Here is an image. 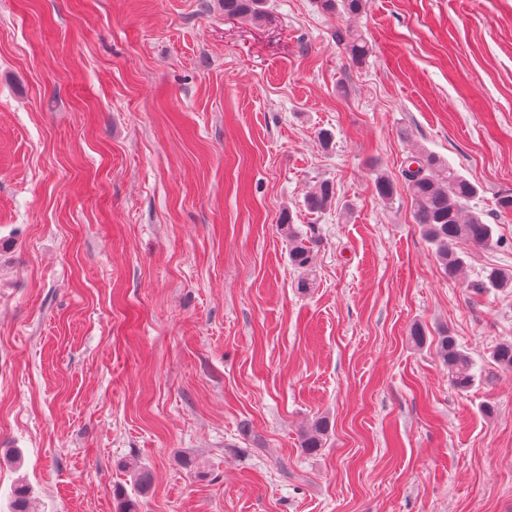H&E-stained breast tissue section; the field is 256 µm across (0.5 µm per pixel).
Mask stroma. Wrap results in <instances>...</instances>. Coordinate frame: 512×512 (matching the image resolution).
<instances>
[{"instance_id": "stroma-1", "label": "stroma", "mask_w": 512, "mask_h": 512, "mask_svg": "<svg viewBox=\"0 0 512 512\" xmlns=\"http://www.w3.org/2000/svg\"><path fill=\"white\" fill-rule=\"evenodd\" d=\"M416 151L504 242L458 244L453 279ZM506 191L512 0H0V512L21 482L39 512H512V290L473 289L512 270ZM285 215L317 239L305 292ZM224 15L231 18L260 20L265 15L266 0H222ZM336 42L343 46L355 64H361L370 53L367 42L353 29L336 31ZM436 354L448 367V378L458 391H467L475 382V364L469 354L460 346L455 336L444 331L439 336ZM327 428L328 426L325 421L318 420L304 433L301 448L305 453L315 454L320 448L324 447V437L326 436Z\"/></svg>"}]
</instances>
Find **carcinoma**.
Wrapping results in <instances>:
<instances>
[{
  "mask_svg": "<svg viewBox=\"0 0 512 512\" xmlns=\"http://www.w3.org/2000/svg\"><path fill=\"white\" fill-rule=\"evenodd\" d=\"M224 15L231 18L260 20L265 15L266 0H222ZM326 12L340 11L356 16L364 8V0H319ZM336 42L347 51L355 64L362 63L370 48L361 34L353 29L336 32ZM402 177L411 197L413 220L418 224L424 238L435 246L443 274L453 278L462 261L454 245L467 242L479 247H495L492 225L483 221L481 215L470 213L463 216L468 202L477 193L476 186L431 154L420 152L410 157ZM335 191L329 183L320 184L306 200L307 208L320 212L331 204ZM290 241V259L301 270L299 287L306 291L314 285L313 257L315 239L295 231L287 224ZM478 292L486 288L508 290L512 288V270L492 268L482 280L472 285ZM436 354L448 367V378L452 386L466 391L475 382V364L456 338L448 332L439 336ZM492 360L499 368L512 372V341L498 344L491 352ZM327 423L316 421L302 438L301 448L307 454H315L324 447ZM11 512H32L29 488L19 484L14 489V508Z\"/></svg>",
  "mask_w": 512,
  "mask_h": 512,
  "instance_id": "obj_1",
  "label": "carcinoma"
}]
</instances>
